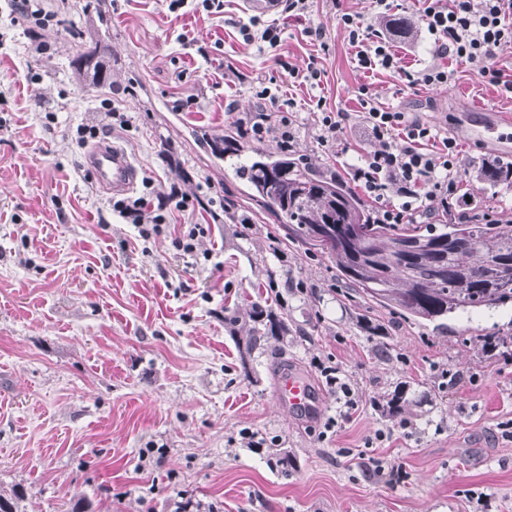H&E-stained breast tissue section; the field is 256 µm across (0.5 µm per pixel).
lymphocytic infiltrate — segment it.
<instances>
[{
	"label": "lymphocytic infiltrate",
	"mask_w": 512,
	"mask_h": 512,
	"mask_svg": "<svg viewBox=\"0 0 512 512\" xmlns=\"http://www.w3.org/2000/svg\"><path fill=\"white\" fill-rule=\"evenodd\" d=\"M417 3L434 56L464 59L483 82L512 99V74H506L496 62L499 50L512 44V0ZM336 24L347 33L362 69L380 67L397 73L412 85L440 86L450 77L447 68L438 65L416 73L407 71L401 66L390 38L375 29L365 16L341 11L336 15ZM240 31L245 45L272 52L275 62L289 77L302 78L313 88L320 85L322 70L317 59H309L306 67L300 69L279 54L283 29L254 16L241 25ZM358 93L361 123L373 147L352 170L355 181L376 204V223L405 224L428 219L437 209L460 222L473 220L474 215L460 193L464 168L459 143L419 114L378 106L368 86L359 87ZM158 197L155 206L143 195L112 197L107 204L113 212L135 224L140 237L148 240L163 233L170 210L187 212L194 207L192 198L174 188L159 192Z\"/></svg>",
	"instance_id": "f902f5d3"
}]
</instances>
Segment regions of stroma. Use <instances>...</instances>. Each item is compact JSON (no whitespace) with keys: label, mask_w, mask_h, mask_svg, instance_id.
Returning a JSON list of instances; mask_svg holds the SVG:
<instances>
[{"label":"stroma","mask_w":512,"mask_h":512,"mask_svg":"<svg viewBox=\"0 0 512 512\" xmlns=\"http://www.w3.org/2000/svg\"><path fill=\"white\" fill-rule=\"evenodd\" d=\"M68 3L66 26L39 30L48 51L33 57L26 22L0 0V491H24L21 512H70L79 497L94 512H176L186 499L218 512H512V437L503 430L512 421V357L481 342L512 333V312L454 319L439 331L380 309L346 288L332 262L288 239L199 142L253 117V87L265 79L279 86L280 104L299 107L293 157L346 178L371 148L359 121L336 146L320 144L305 107L310 88L244 45V0H226L219 16L115 0L112 85L82 86L70 67L72 33L91 29L93 18L85 0ZM311 18L325 25L324 43L292 25L280 51L300 67L317 57L330 107L356 115L366 85L380 106L420 113L454 137L462 115L512 113V99L452 59L442 88L359 68L332 0H312ZM106 98L131 121L106 139L138 176L189 195L194 222L208 225L197 254L175 248L173 229L146 241L107 209L75 142ZM463 147L471 207L512 220V187L474 188L481 165L503 159L501 148ZM217 196L228 206L218 219ZM254 301L286 313L288 333L255 351L244 376L224 311ZM364 317L387 325V335L362 331ZM283 358L309 376L318 410L278 403ZM317 358L333 361L356 409L344 411ZM398 387L409 436L382 415ZM378 429L388 439L366 447ZM245 431L265 437L266 449L249 448ZM152 445L165 448L162 463L142 460ZM272 448L290 452L288 475L270 465ZM373 460L403 467L405 478L371 473Z\"/></svg>","instance_id":"35a3bbf8"}]
</instances>
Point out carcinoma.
<instances>
[{
	"label": "carcinoma",
	"mask_w": 512,
	"mask_h": 512,
	"mask_svg": "<svg viewBox=\"0 0 512 512\" xmlns=\"http://www.w3.org/2000/svg\"><path fill=\"white\" fill-rule=\"evenodd\" d=\"M99 26L89 43L71 60L77 81L85 87L112 86L106 68V0L93 5ZM385 29L400 38L414 27L413 18L395 14L384 19ZM212 153L224 159L243 178L260 203L281 221L288 237L307 250L326 256L338 277L375 304L405 319L427 321L438 329L462 314L512 309V225L475 220L436 224H377L373 211L336 173L290 157L285 151L267 153L240 142L239 131L229 126L221 136L208 139ZM480 180L492 190L512 186V166L486 162ZM340 224L345 234L324 240L314 226ZM248 322L242 367L254 350L269 338L288 335V315L258 303L246 313L227 310L224 323ZM408 401L399 389L387 399L382 415L396 419ZM271 464L284 476L292 467L289 452L274 448Z\"/></svg>",
	"instance_id": "cac0c4a2"
}]
</instances>
